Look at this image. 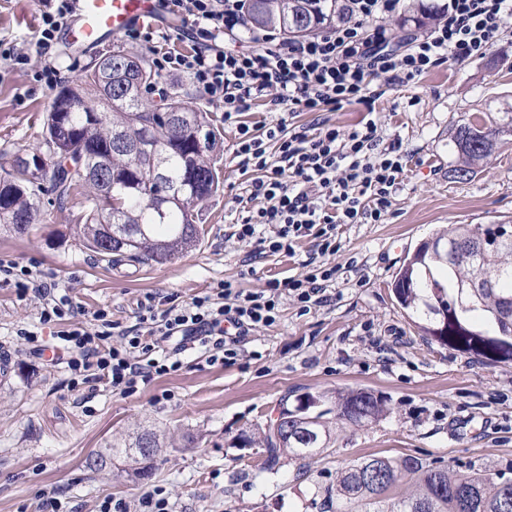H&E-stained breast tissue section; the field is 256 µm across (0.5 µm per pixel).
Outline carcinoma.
<instances>
[{"instance_id":"obj_1","label":"carcinoma","mask_w":512,"mask_h":512,"mask_svg":"<svg viewBox=\"0 0 512 512\" xmlns=\"http://www.w3.org/2000/svg\"><path fill=\"white\" fill-rule=\"evenodd\" d=\"M343 2L248 0V16L262 30L309 36L345 19ZM105 56L111 57V67L96 59L80 84L61 87L52 100L43 139L46 154L52 156L48 178L37 182L23 177L15 167L19 155L0 154V224L24 234L38 223L34 196L47 181L60 204L82 192L78 240L84 248L103 257L128 254L168 262L199 242L198 205L221 187L214 152L222 133L208 113L185 95L168 93L153 103L142 95L108 92L112 68L118 65L130 68L146 91L156 78L142 54L117 48ZM169 112L191 113L204 127L203 143H197L188 129L174 130L165 120ZM144 122L152 125L155 142L166 151L174 179L183 178L187 171L194 177V188L163 214L156 210L159 184L152 163L113 145L115 133L135 134ZM453 143L458 161L452 172L465 180L492 154L496 131L467 120L456 126ZM75 154L87 168L105 167L103 176L112 179V196L104 197L105 181L71 166ZM507 227L505 222L463 224L439 232L416 246L392 284L397 303L425 322L421 329L426 335L490 362L512 360V240L481 250L475 238L496 237ZM445 239L452 243L446 256L439 246ZM482 272L495 278L497 287L474 295L469 283ZM334 406L338 418L356 426L387 412L381 400L365 389L336 392ZM325 415L324 411L310 419L293 412L288 399H283L278 437H273L269 424L258 428L265 468L271 470L284 458L300 459L328 447L331 433ZM173 445L174 440L166 441L163 435L144 428L119 446L93 453L86 466L100 472L116 461L118 473L140 478L149 474L148 463ZM405 481L413 489L403 495L399 489ZM327 498L333 512H512V478L450 472L413 458L381 462L372 457L337 472L336 486L327 490Z\"/></svg>"}]
</instances>
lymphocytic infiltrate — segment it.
<instances>
[{
    "label": "lymphocytic infiltrate",
    "mask_w": 512,
    "mask_h": 512,
    "mask_svg": "<svg viewBox=\"0 0 512 512\" xmlns=\"http://www.w3.org/2000/svg\"><path fill=\"white\" fill-rule=\"evenodd\" d=\"M159 5L178 26L158 34L134 28L129 37L160 40L153 50L157 74L188 76L237 129L235 153L253 207L229 224L227 238L256 241L262 255H293L305 239L315 250L304 273L269 281L258 291L225 280L184 305L165 307L147 296L135 324L118 334L106 311L94 312L93 324L79 321L68 296L0 258L1 280L42 299L39 323L53 329L66 349L68 386L77 392L102 384L133 395L139 384L178 371L190 342L205 348L210 362L234 361L243 336L276 323L281 295L293 298L303 314L327 303L326 288L337 273L327 258L338 249V226L383 223L406 166L400 142L385 141L376 120L344 133L331 123L330 112L373 107L380 96L371 87L374 78L403 84L443 63L483 57L512 23V0H446L429 30L407 33L396 49L385 20L400 0H349L351 22L313 37L282 39L250 29L245 0ZM74 9L75 0H53L42 13L36 54L47 53ZM186 37L193 47L183 52L176 44ZM260 98L274 112L314 113L311 130L288 128L282 118L249 125L243 116ZM163 341L172 349L159 358L155 352Z\"/></svg>",
    "instance_id": "1"
}]
</instances>
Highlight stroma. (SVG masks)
I'll return each mask as SVG.
<instances>
[{"label":"stroma","instance_id":"obj_1","mask_svg":"<svg viewBox=\"0 0 512 512\" xmlns=\"http://www.w3.org/2000/svg\"><path fill=\"white\" fill-rule=\"evenodd\" d=\"M42 10L41 0H0V39L28 52ZM117 47L150 51L124 35L79 49L60 39L27 64L0 63V152L30 153L43 140L56 93L37 77L44 62L72 86ZM375 84L384 90L375 118L385 140L400 139L407 162L391 213L381 224L341 225L328 303L303 315L282 297L276 323L244 336L235 362L209 364L192 347L179 371L133 395L100 386L81 399L63 363L31 353L17 335L38 326L39 301L0 282V512H39L55 495L69 512H97L104 498L134 503L157 488L171 512H323V488L372 456L512 477V362L488 364L431 341L391 288L408 254L437 231L512 221V28L481 59L440 65L402 86ZM160 86L192 97L224 130L217 153L224 187L201 205L195 249L163 264L102 258L78 241L82 196L61 205L47 189L37 194L43 219L29 233L0 226V257L66 290L79 320L103 309L119 331L135 324L146 296L183 304L223 280L254 291L302 273L312 250L304 240L295 256L258 259L256 244L225 239L246 198L236 128L187 76H167ZM472 115L504 132L496 152L460 181L451 173L450 129ZM360 388L380 396L387 414L362 427L331 419L329 447L310 457L268 470L256 447L241 444L281 399ZM142 427L197 444L161 453L140 480L87 469L92 451Z\"/></svg>","mask_w":512,"mask_h":512}]
</instances>
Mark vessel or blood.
I'll return each mask as SVG.
<instances>
[{
  "mask_svg": "<svg viewBox=\"0 0 512 512\" xmlns=\"http://www.w3.org/2000/svg\"><path fill=\"white\" fill-rule=\"evenodd\" d=\"M156 7L157 0H76L65 40L77 45L98 43L147 18Z\"/></svg>",
  "mask_w": 512,
  "mask_h": 512,
  "instance_id": "obj_1",
  "label": "vessel or blood"
}]
</instances>
